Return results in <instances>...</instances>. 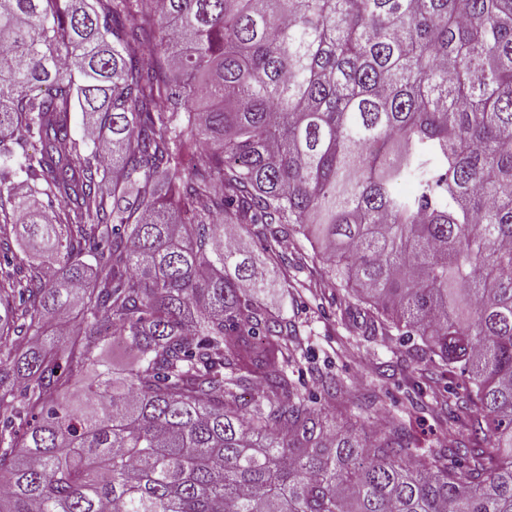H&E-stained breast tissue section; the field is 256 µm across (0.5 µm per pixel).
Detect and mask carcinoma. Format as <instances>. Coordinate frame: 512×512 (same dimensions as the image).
Here are the masks:
<instances>
[{
  "mask_svg": "<svg viewBox=\"0 0 512 512\" xmlns=\"http://www.w3.org/2000/svg\"><path fill=\"white\" fill-rule=\"evenodd\" d=\"M16 219L43 265L0 267V512H512V0H0ZM290 239L467 376L468 446L414 460L375 396L295 387Z\"/></svg>",
  "mask_w": 512,
  "mask_h": 512,
  "instance_id": "obj_1",
  "label": "carcinoma"
}]
</instances>
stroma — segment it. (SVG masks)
<instances>
[{"label":"stroma","instance_id":"obj_1","mask_svg":"<svg viewBox=\"0 0 512 512\" xmlns=\"http://www.w3.org/2000/svg\"><path fill=\"white\" fill-rule=\"evenodd\" d=\"M266 301L296 329L294 379L302 391H315L318 373L336 374L354 391L377 395L387 415L403 416L419 449L441 445L446 427L465 419L463 379L440 378L427 362L403 361L398 343L364 335L359 318L343 313L344 289L324 280L293 293L272 290Z\"/></svg>","mask_w":512,"mask_h":512}]
</instances>
